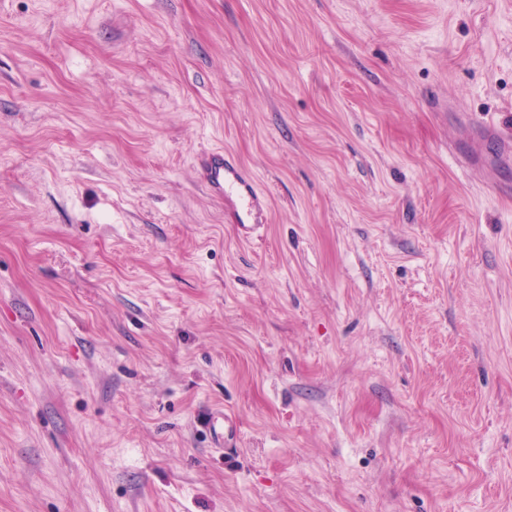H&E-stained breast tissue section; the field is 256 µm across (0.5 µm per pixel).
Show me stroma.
Returning a JSON list of instances; mask_svg holds the SVG:
<instances>
[{
    "label": "stroma",
    "mask_w": 512,
    "mask_h": 512,
    "mask_svg": "<svg viewBox=\"0 0 512 512\" xmlns=\"http://www.w3.org/2000/svg\"><path fill=\"white\" fill-rule=\"evenodd\" d=\"M506 140L512 0H0V512H512ZM196 170L210 196L224 204V215L238 237L253 241L269 215L268 195L258 188L254 175L224 148L199 154ZM207 426L216 448H222L237 436V422L225 412L210 414Z\"/></svg>",
    "instance_id": "stroma-1"
}]
</instances>
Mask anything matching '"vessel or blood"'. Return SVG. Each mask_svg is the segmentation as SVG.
<instances>
[{
	"label": "vessel or blood",
	"instance_id": "1",
	"mask_svg": "<svg viewBox=\"0 0 512 512\" xmlns=\"http://www.w3.org/2000/svg\"><path fill=\"white\" fill-rule=\"evenodd\" d=\"M196 170L210 196L223 204L238 237L246 242L254 240L269 215L268 196L258 188L254 175L221 148L199 154ZM207 426L215 447H223L237 436V423L227 413L210 414Z\"/></svg>",
	"mask_w": 512,
	"mask_h": 512
}]
</instances>
